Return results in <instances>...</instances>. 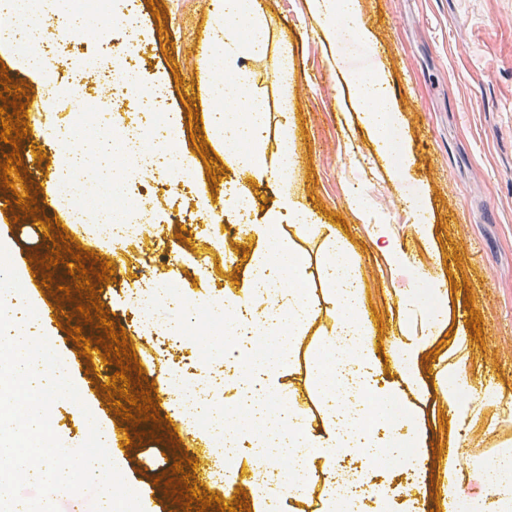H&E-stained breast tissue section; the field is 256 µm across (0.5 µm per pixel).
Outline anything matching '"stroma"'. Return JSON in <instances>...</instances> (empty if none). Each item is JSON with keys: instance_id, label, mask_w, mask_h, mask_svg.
I'll return each mask as SVG.
<instances>
[{"instance_id": "35a3bbf8", "label": "stroma", "mask_w": 512, "mask_h": 512, "mask_svg": "<svg viewBox=\"0 0 512 512\" xmlns=\"http://www.w3.org/2000/svg\"><path fill=\"white\" fill-rule=\"evenodd\" d=\"M272 19L274 45H288L294 73L292 137L298 166L296 188L318 223L336 224L362 262L372 320L380 329L379 359H387L397 345L398 329L420 332L425 319L443 313L447 325L429 340L423 353L420 391H397L394 416L408 418L417 427V441L409 453L439 457L464 448L461 468L453 478L428 464L412 469L401 458L380 456L364 463L360 451L337 455V467L362 466L379 489L366 512H441L446 506L484 499L486 512H498L485 498L484 467L497 449L512 446V0H360V19L369 42L336 48L314 17L312 0H257ZM135 8L137 39L126 42L114 17ZM215 19L210 0H108L91 33L59 50L48 42L51 67L45 77L57 84L79 85L95 107L72 114L60 103L55 111L61 123L80 122L77 143L90 145L96 132L116 122L133 125L135 117L116 109L93 72L83 70L82 59L103 54L136 67L152 83L164 86L160 104L165 123L175 127L176 152L208 163L194 168V185L172 190L161 175L124 183L128 197L148 191L156 209L151 220L156 237L142 236L140 248L123 249L98 234L68 233L75 243L112 265L109 280L100 282L98 295L78 288L67 265L70 253L51 267V281L30 279L33 262L51 254L58 229H46L44 220H64L63 211L41 208L37 214L20 209L14 188L32 186L41 191L45 179L56 177L68 149L54 135L28 132L18 145L0 142V154L19 151L22 166L13 188L0 186V225L11 228L10 257L25 295L39 305L56 309L54 321L42 323V334L68 366V376L82 404L58 400L54 428L67 447L80 446L88 435L89 420L121 431L117 454L129 487L138 489L143 512H181L182 503L168 493L175 462H182L189 487L215 496L221 487L192 476L190 453L209 448L193 429L176 423L164 383L155 365L179 370L200 380L211 370L200 357L188 325L199 324V313L210 300L224 294L227 276L243 280L252 246L238 242L230 229L232 212L220 201L233 172L218 148V131L210 119L202 64L209 31ZM64 61H57L58 52ZM383 65V75L395 101L396 142L408 163L401 181H394L395 162L378 154L354 112L349 73H366ZM14 87L0 108L11 110L20 97L27 117L43 109L44 79L23 70L16 54H0ZM251 86L264 95L269 112H277L279 88L276 57L244 63ZM359 193L373 216L365 224L346 206L350 193ZM419 199L423 212L409 210L405 199ZM428 219L429 239L416 229ZM20 230H13V223ZM388 230L392 251L376 243V225ZM175 279L184 304L166 301L155 307L157 331H136L134 297L145 279ZM69 288V299L54 295L55 287ZM412 296L417 306L402 313L399 295ZM101 300L115 331L125 332L140 365L130 371L132 392L150 391L159 413L157 422H137L118 416L112 398L101 386L110 382L116 365L103 363L93 351L92 367L74 364L76 344L70 334L81 327L83 337L98 340L104 329L86 322L80 306ZM479 329H472V321ZM464 357L468 369L459 376L453 368ZM456 390L442 400L439 384ZM458 491L449 494V483Z\"/></svg>"}]
</instances>
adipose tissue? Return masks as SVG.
<instances>
[{"label":"adipose tissue","instance_id":"1","mask_svg":"<svg viewBox=\"0 0 512 512\" xmlns=\"http://www.w3.org/2000/svg\"><path fill=\"white\" fill-rule=\"evenodd\" d=\"M331 41L344 44L367 41L359 21L358 0H313ZM216 23L210 43L224 76L210 81L211 121L220 130L224 161L234 172V189L225 194V209L243 210V235L253 246L248 276L230 284L217 306L227 330L248 323L253 336H273L278 349L259 359L268 390L288 400V414L271 425L267 439L239 468L224 471L225 487H234L243 474L252 475L251 512H304L316 499L317 512H359L343 481L336 478L337 450L361 448L373 457L376 448L370 422L388 423L395 442L406 443L416 429L392 419L394 395L375 381L377 353L366 337L367 291L357 254L333 225L317 223L312 211L296 197L290 128L294 120L288 90L293 71L287 48L277 54L279 110L270 113L265 98L250 90L244 57L266 56L271 48V18L252 0H212ZM355 108L378 151L387 149V129L396 122L394 99L380 71L354 74ZM279 138H272V127ZM277 192L276 203L259 208L255 185ZM314 240L320 262L310 267L300 242ZM316 337L309 358L310 390L314 401L295 392L291 369L307 337ZM287 464L292 483L272 475V468Z\"/></svg>","mask_w":512,"mask_h":512}]
</instances>
